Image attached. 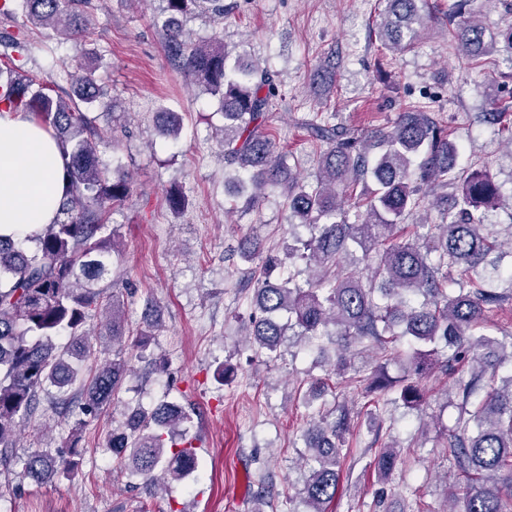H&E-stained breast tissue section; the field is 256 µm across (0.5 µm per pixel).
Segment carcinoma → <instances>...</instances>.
Wrapping results in <instances>:
<instances>
[{"label":"carcinoma","instance_id":"cac0c4a2","mask_svg":"<svg viewBox=\"0 0 512 512\" xmlns=\"http://www.w3.org/2000/svg\"><path fill=\"white\" fill-rule=\"evenodd\" d=\"M162 28L179 66L204 90L220 98L225 178L231 192H251L257 200L280 188L293 219L292 244L285 255L304 268L272 278L282 259L255 241L241 259L259 261L253 308L246 336L254 355L281 358L283 338L293 333L316 344L322 336L337 344L332 372L364 385L373 410L380 404L417 409L424 402L422 381L439 369L454 375L458 414L444 431L448 457L465 478L449 512H512V341L504 344L475 330L500 308L506 294L474 279L477 270H497L489 256L500 243L484 223L501 194L488 167L457 172L460 144L429 112L408 106L389 127L358 134L336 125L335 116L310 124L312 137L326 144L315 183L287 170L269 136L261 130L277 83L258 65L231 67L224 44L191 41L181 17L194 11L224 18V0H161ZM377 31L381 46L398 55L412 50L432 16L426 0H384ZM90 0H0V18L48 26L68 40L87 30ZM448 25L458 52L482 63L496 54L512 61V24L486 34L479 16L452 8ZM26 45L16 39L0 53V108L31 114L65 151L66 190L60 217L33 240L0 234V466L17 465L18 477L47 483L76 465L83 449L76 434L95 421L118 396L130 369L126 342L145 352L160 323L158 307H148L145 328L126 337L125 302L97 283L122 261L112 211L133 193L121 166L107 173L99 156L103 136L80 105L106 97L93 70L68 74L73 95L50 94L53 86L22 74ZM429 206L442 210L446 224L419 223L423 234L405 235V221ZM354 210L349 220L348 210ZM35 243V248L27 242ZM370 271L363 282V270ZM306 274L303 281L298 276ZM105 310L112 326V358L89 340L87 322ZM407 338L404 375L386 376L384 363L355 366L369 349L381 357L397 353ZM499 382L478 395L485 383ZM324 378H313L301 399L314 404L325 393ZM72 403L81 396V418L67 449L57 455L36 450L18 459L13 448L21 426L40 404ZM191 417L170 403L127 407L112 429L116 466L154 488L164 479L182 481L197 472L199 459L190 434ZM357 427L352 410L335 406L308 422L301 455L307 471L303 501L308 512H329L348 457L347 435ZM396 444L378 449L374 468L391 473L399 460Z\"/></svg>","mask_w":512,"mask_h":512}]
</instances>
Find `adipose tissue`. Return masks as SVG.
Returning a JSON list of instances; mask_svg holds the SVG:
<instances>
[{
	"label": "adipose tissue",
	"instance_id": "adipose-tissue-1",
	"mask_svg": "<svg viewBox=\"0 0 512 512\" xmlns=\"http://www.w3.org/2000/svg\"><path fill=\"white\" fill-rule=\"evenodd\" d=\"M62 144L24 112L0 111V234L32 236L65 193Z\"/></svg>",
	"mask_w": 512,
	"mask_h": 512
}]
</instances>
